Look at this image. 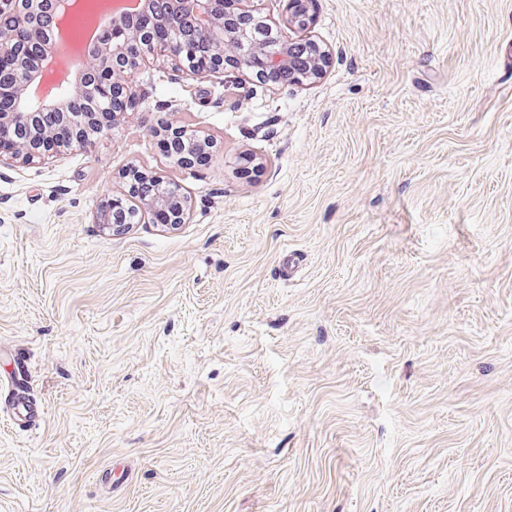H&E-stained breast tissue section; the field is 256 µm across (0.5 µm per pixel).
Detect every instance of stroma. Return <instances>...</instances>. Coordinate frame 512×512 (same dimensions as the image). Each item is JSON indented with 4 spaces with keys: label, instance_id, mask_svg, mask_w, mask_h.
Listing matches in <instances>:
<instances>
[{
    "label": "stroma",
    "instance_id": "35a3bbf8",
    "mask_svg": "<svg viewBox=\"0 0 512 512\" xmlns=\"http://www.w3.org/2000/svg\"><path fill=\"white\" fill-rule=\"evenodd\" d=\"M258 4L320 80L152 58L92 149L0 167V378L42 410L0 413V512H512V0ZM130 167L187 222L106 229ZM168 136L175 140H181L185 138L186 143L183 146L184 148L181 149L180 152L175 153L178 157V162H180L183 166H191L194 164V157L197 151L202 149L209 151L214 147L212 142L209 140L188 136L187 132L184 131L182 127H172L169 130ZM3 386L8 392L5 405L9 409L11 420L19 426L34 422L39 416V408L27 398L24 373L19 370L18 375L9 379L7 383L2 384L0 381V393Z\"/></svg>",
    "mask_w": 512,
    "mask_h": 512
}]
</instances>
